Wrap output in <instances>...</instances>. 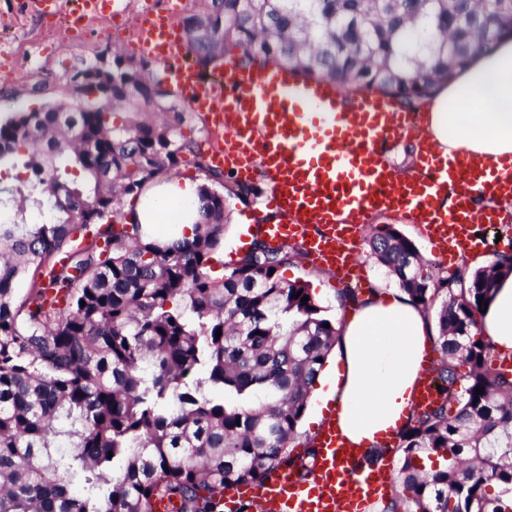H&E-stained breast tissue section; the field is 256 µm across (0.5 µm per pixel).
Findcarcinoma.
Here are the masks:
<instances>
[{
  "label": "carcinoma",
  "mask_w": 512,
  "mask_h": 512,
  "mask_svg": "<svg viewBox=\"0 0 512 512\" xmlns=\"http://www.w3.org/2000/svg\"><path fill=\"white\" fill-rule=\"evenodd\" d=\"M414 20L424 27L412 50ZM198 23L188 54L203 75L232 46L247 64L412 104L494 44L481 30L511 32L512 4L212 0ZM147 66L115 61L107 105L169 123L118 128L110 112L0 119V166L25 172L0 184V512H154L158 499L174 512H224L225 490L294 466L288 443L336 342L306 284L280 274L295 254L262 244L209 273L224 245V196L211 188L200 189L190 240L161 245L111 220L124 196L192 150L177 134L180 91L158 90ZM29 205L46 218L27 221ZM371 248L411 300L426 311L440 303V397L401 435L389 512L402 502L406 512H512L501 500L512 492V373L487 368L476 319L512 254L431 283L398 232ZM30 271L39 279L18 302ZM50 289L64 304H45Z\"/></svg>",
  "instance_id": "1"
}]
</instances>
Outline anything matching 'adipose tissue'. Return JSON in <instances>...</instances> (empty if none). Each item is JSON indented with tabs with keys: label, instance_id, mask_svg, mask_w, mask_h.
I'll return each instance as SVG.
<instances>
[{
	"label": "adipose tissue",
	"instance_id": "adipose-tissue-1",
	"mask_svg": "<svg viewBox=\"0 0 512 512\" xmlns=\"http://www.w3.org/2000/svg\"><path fill=\"white\" fill-rule=\"evenodd\" d=\"M427 133L448 156L488 161L512 155V33L475 54L426 100ZM198 183L166 180L150 187L127 216L148 226L149 239L192 237L201 220ZM478 330L491 349L512 356V273H501L478 313ZM437 335L426 312L403 291L371 293L355 314L336 323V370L325 398L339 396L336 427L370 452L399 436L416 412L423 359Z\"/></svg>",
	"mask_w": 512,
	"mask_h": 512
}]
</instances>
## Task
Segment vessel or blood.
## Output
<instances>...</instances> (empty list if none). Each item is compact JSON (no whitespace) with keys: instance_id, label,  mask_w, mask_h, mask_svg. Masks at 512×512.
<instances>
[{"instance_id":"1","label":"vessel or blood","mask_w":512,"mask_h":512,"mask_svg":"<svg viewBox=\"0 0 512 512\" xmlns=\"http://www.w3.org/2000/svg\"><path fill=\"white\" fill-rule=\"evenodd\" d=\"M131 37L135 52L169 64L187 100L207 113L213 164L241 181L266 182L265 207L279 221L260 225V232L277 244L295 243L307 259L328 265L337 285L365 278L355 252L373 212L394 210L422 224L443 261L455 260L458 245H481L478 225L502 224L499 212L473 208L470 199L477 190L512 198V155L487 164L451 160L428 147L415 174L402 181L383 162L381 149L392 139L423 135L421 114L370 94L342 99L326 82L288 78L277 64L246 71L231 53L224 56L223 73L201 76L187 62L172 9L148 13ZM448 194L455 200L441 208ZM314 446L313 479L273 471L263 483L226 492V512H239L246 502L263 512H362L386 490L389 471L360 467L361 449L335 429H322Z\"/></svg>"}]
</instances>
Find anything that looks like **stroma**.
Listing matches in <instances>:
<instances>
[{
    "label": "stroma",
    "mask_w": 512,
    "mask_h": 512,
    "mask_svg": "<svg viewBox=\"0 0 512 512\" xmlns=\"http://www.w3.org/2000/svg\"><path fill=\"white\" fill-rule=\"evenodd\" d=\"M164 7V0H107L96 18L85 21L81 29L73 30L64 15L48 17L45 5L39 4L38 0H0V118L54 103L87 102V95L76 92L72 83L77 70L89 64L109 66L118 58L134 65L141 61L140 56L128 48L125 37L108 33L112 17L133 24L145 11H158ZM181 132L185 140L197 144L198 150L193 154L180 153L177 163L165 165L162 174L169 178L201 180L223 194L225 257L211 263L214 274L218 275L228 269L229 259L241 251L236 226L248 217L264 215L267 187L259 179L239 183L229 174L220 181L213 179L214 166L207 153L210 131L203 113H192ZM391 230L398 231L415 244L422 259L424 277L433 279L446 272V265L435 257L420 226L387 212L371 216L361 239L357 259L368 282L392 278L370 247L373 236ZM281 274L287 280L307 284L328 315H335L338 288L332 269L299 257L283 267Z\"/></svg>",
    "instance_id": "35a3bbf8"
}]
</instances>
